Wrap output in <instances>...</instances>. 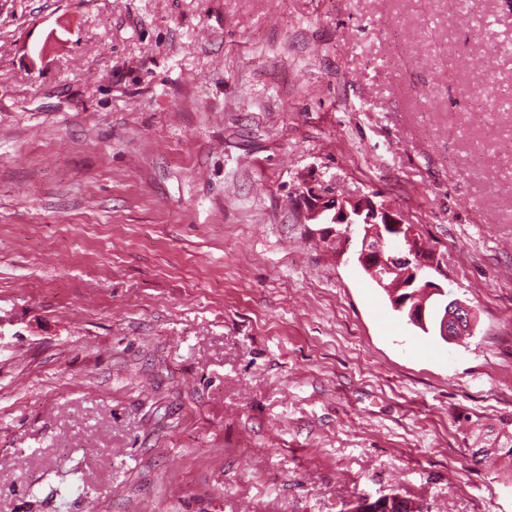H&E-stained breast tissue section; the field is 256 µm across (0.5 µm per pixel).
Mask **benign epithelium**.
<instances>
[{"mask_svg": "<svg viewBox=\"0 0 512 512\" xmlns=\"http://www.w3.org/2000/svg\"><path fill=\"white\" fill-rule=\"evenodd\" d=\"M305 219L315 224H344L346 237L352 227L362 228L357 261L381 286H390L391 298L407 314L413 324L426 323L425 300L439 292L432 281L419 280L422 268L435 269V254L426 251L412 226L401 214L369 196L338 199L320 192L313 184H305L302 193ZM472 309L459 300L448 302V311L440 323V333L452 340L474 329Z\"/></svg>", "mask_w": 512, "mask_h": 512, "instance_id": "benign-epithelium-1", "label": "benign epithelium"}]
</instances>
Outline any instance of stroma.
I'll return each mask as SVG.
<instances>
[{
    "label": "stroma",
    "instance_id": "stroma-1",
    "mask_svg": "<svg viewBox=\"0 0 512 512\" xmlns=\"http://www.w3.org/2000/svg\"><path fill=\"white\" fill-rule=\"evenodd\" d=\"M512 0H0V512H512ZM471 306L395 311L303 180ZM475 319L472 309L459 300L448 302V311L444 314L440 323V333L448 341L469 333L474 329Z\"/></svg>",
    "mask_w": 512,
    "mask_h": 512
}]
</instances>
